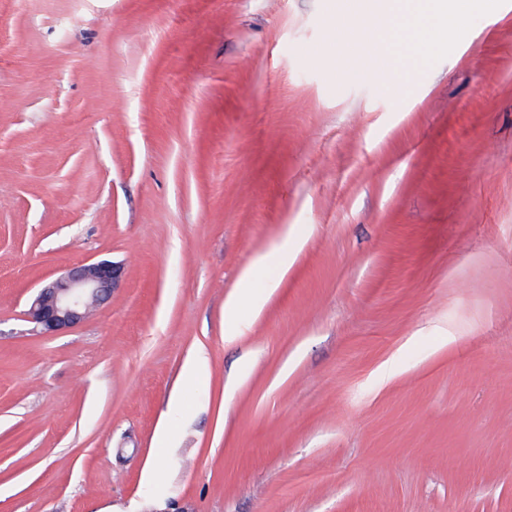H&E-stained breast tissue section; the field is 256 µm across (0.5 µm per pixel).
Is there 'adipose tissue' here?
<instances>
[{"label": "adipose tissue", "instance_id": "obj_1", "mask_svg": "<svg viewBox=\"0 0 512 512\" xmlns=\"http://www.w3.org/2000/svg\"><path fill=\"white\" fill-rule=\"evenodd\" d=\"M354 9L368 19L352 38L353 50L341 60L351 72L369 70L381 55L403 61L422 60L438 30L448 26L447 0H355Z\"/></svg>", "mask_w": 512, "mask_h": 512}]
</instances>
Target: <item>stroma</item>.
I'll return each mask as SVG.
<instances>
[{
    "instance_id": "35a3bbf8",
    "label": "stroma",
    "mask_w": 512,
    "mask_h": 512,
    "mask_svg": "<svg viewBox=\"0 0 512 512\" xmlns=\"http://www.w3.org/2000/svg\"><path fill=\"white\" fill-rule=\"evenodd\" d=\"M360 24L0 7V512H512V0L390 91L336 68ZM103 260L111 298L39 333ZM122 268L110 261L81 264L64 271L33 299L27 315L45 336L83 322L92 306L110 299Z\"/></svg>"
}]
</instances>
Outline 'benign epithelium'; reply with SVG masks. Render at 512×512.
I'll use <instances>...</instances> for the list:
<instances>
[{
  "label": "benign epithelium",
  "instance_id": "obj_1",
  "mask_svg": "<svg viewBox=\"0 0 512 512\" xmlns=\"http://www.w3.org/2000/svg\"><path fill=\"white\" fill-rule=\"evenodd\" d=\"M122 268L110 261L81 264L64 271L33 299L27 315L45 336L83 322L92 306L110 299Z\"/></svg>",
  "mask_w": 512,
  "mask_h": 512
}]
</instances>
